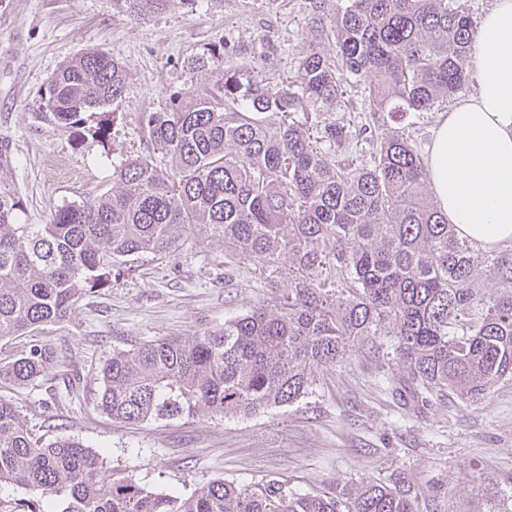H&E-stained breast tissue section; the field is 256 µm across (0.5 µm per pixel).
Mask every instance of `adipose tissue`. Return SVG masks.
<instances>
[{
	"label": "adipose tissue",
	"mask_w": 512,
	"mask_h": 512,
	"mask_svg": "<svg viewBox=\"0 0 512 512\" xmlns=\"http://www.w3.org/2000/svg\"><path fill=\"white\" fill-rule=\"evenodd\" d=\"M476 48V90L442 113L430 179L460 236L490 248L512 239V0L483 15Z\"/></svg>",
	"instance_id": "1"
}]
</instances>
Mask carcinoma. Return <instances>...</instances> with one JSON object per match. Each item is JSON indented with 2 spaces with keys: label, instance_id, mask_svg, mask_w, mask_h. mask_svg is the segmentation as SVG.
I'll list each match as a JSON object with an SVG mask.
<instances>
[{
  "label": "carcinoma",
  "instance_id": "carcinoma-1",
  "mask_svg": "<svg viewBox=\"0 0 512 512\" xmlns=\"http://www.w3.org/2000/svg\"><path fill=\"white\" fill-rule=\"evenodd\" d=\"M174 0H113L132 20ZM309 0L311 22L335 51L313 50L276 77L251 66L218 69V42L184 62L211 70V84L173 91L141 115L147 147L167 158L127 159L113 169L119 190L64 205L46 224H22L23 202L0 179V342L59 323L110 282L116 264L175 248L188 224L224 239V264L248 258L290 287L272 306L229 319L218 331L169 336L115 350L97 367V407L114 421L142 424L201 408L247 417L308 395L319 370L392 334L401 380L421 402L452 393L477 398L512 377V245L492 262L502 292L490 306L474 282L475 244L458 235L425 190L430 162L387 120L430 112L468 78L477 22L464 0ZM127 71L92 49L63 64L40 95L64 129L91 109L118 108ZM369 102L372 115L354 111ZM336 104L345 120L320 125ZM280 116L270 124L265 114ZM370 145L365 149L363 144ZM60 365L35 340L0 362V388L20 387ZM25 491L0 498V512H416L392 483H338L292 492L270 480H213L189 497L149 492L116 478L81 442L33 435L0 397V483Z\"/></svg>",
  "mask_w": 512,
  "mask_h": 512
}]
</instances>
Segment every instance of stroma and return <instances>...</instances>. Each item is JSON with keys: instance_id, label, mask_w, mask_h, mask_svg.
<instances>
[{"instance_id": "35a3bbf8", "label": "stroma", "mask_w": 512, "mask_h": 512, "mask_svg": "<svg viewBox=\"0 0 512 512\" xmlns=\"http://www.w3.org/2000/svg\"><path fill=\"white\" fill-rule=\"evenodd\" d=\"M220 39L229 45L223 69L250 60L269 77L297 66L312 46L333 48L316 40L307 0H174L138 22L112 0H0V140L9 148L0 177L23 200L21 223H47L57 208L113 188L114 167L148 153L140 114L162 107L170 91L209 82V72L188 73L183 63ZM89 48L128 71L103 142L87 128H58L39 107L50 76ZM280 268L272 277L249 259L225 267L223 239L188 225L176 249L130 257L68 320L1 345L0 359L30 340L48 343L65 371L5 397L36 434L77 439L113 473L153 492L187 497L217 479H275L305 493L400 478L417 494L418 512H512V379L474 401L394 396L400 373L387 336L376 339L380 357L355 353L320 370L298 402L248 417L201 410L130 425L99 413L96 368L113 349L216 331L274 304L290 286L288 261Z\"/></svg>"}]
</instances>
